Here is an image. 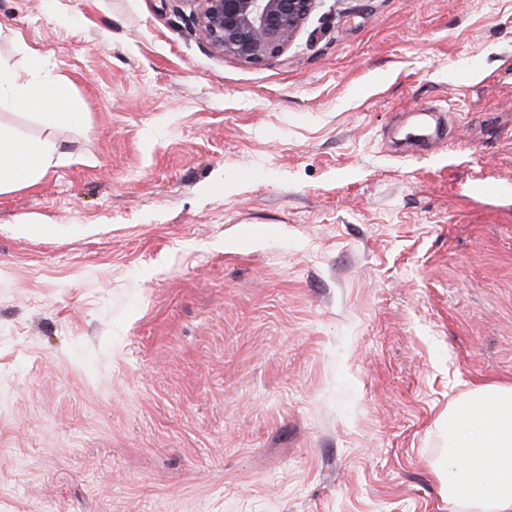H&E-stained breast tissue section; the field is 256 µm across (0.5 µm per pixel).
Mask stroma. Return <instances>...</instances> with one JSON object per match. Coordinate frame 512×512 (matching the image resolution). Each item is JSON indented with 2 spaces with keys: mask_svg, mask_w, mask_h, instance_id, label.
Returning a JSON list of instances; mask_svg holds the SVG:
<instances>
[{
  "mask_svg": "<svg viewBox=\"0 0 512 512\" xmlns=\"http://www.w3.org/2000/svg\"><path fill=\"white\" fill-rule=\"evenodd\" d=\"M18 36L84 117L0 194V512H449L439 418L512 384V0H319L260 64L174 0ZM433 113L416 112L413 123L406 126L403 130V139L409 143L419 142L429 137L441 140L447 137L448 129L446 116H438V123L433 124L430 117Z\"/></svg>",
  "mask_w": 512,
  "mask_h": 512,
  "instance_id": "obj_1",
  "label": "stroma"
}]
</instances>
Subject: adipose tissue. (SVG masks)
I'll list each match as a JSON object with an SVG mask.
<instances>
[{
	"instance_id": "1",
	"label": "adipose tissue",
	"mask_w": 512,
	"mask_h": 512,
	"mask_svg": "<svg viewBox=\"0 0 512 512\" xmlns=\"http://www.w3.org/2000/svg\"><path fill=\"white\" fill-rule=\"evenodd\" d=\"M23 65L0 62V110H23L42 126L36 137L0 124V194L38 183L69 163L57 138L79 125L82 105L65 77L20 45ZM448 446L435 467L450 512H512V386L482 385L449 405L441 417Z\"/></svg>"
}]
</instances>
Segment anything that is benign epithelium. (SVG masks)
I'll return each mask as SVG.
<instances>
[{
    "label": "benign epithelium",
    "mask_w": 512,
    "mask_h": 512,
    "mask_svg": "<svg viewBox=\"0 0 512 512\" xmlns=\"http://www.w3.org/2000/svg\"><path fill=\"white\" fill-rule=\"evenodd\" d=\"M196 31L215 52L248 64L288 51L315 0H187Z\"/></svg>",
    "instance_id": "7a95c632"
}]
</instances>
